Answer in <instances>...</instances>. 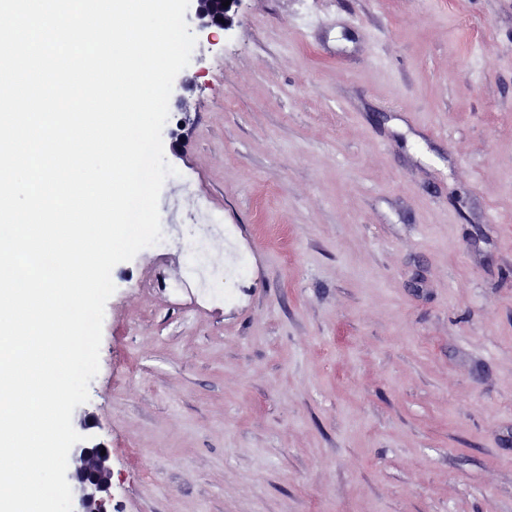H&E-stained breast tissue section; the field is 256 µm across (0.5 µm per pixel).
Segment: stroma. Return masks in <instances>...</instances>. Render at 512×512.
<instances>
[{
    "instance_id": "obj_1",
    "label": "stroma",
    "mask_w": 512,
    "mask_h": 512,
    "mask_svg": "<svg viewBox=\"0 0 512 512\" xmlns=\"http://www.w3.org/2000/svg\"><path fill=\"white\" fill-rule=\"evenodd\" d=\"M72 425L111 512H512V0H241ZM192 181L245 280L181 287Z\"/></svg>"
}]
</instances>
